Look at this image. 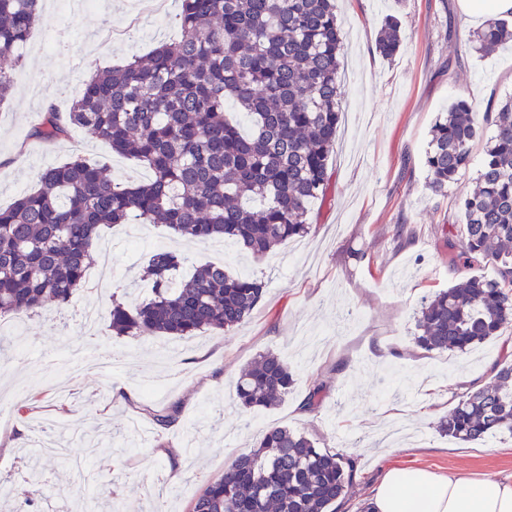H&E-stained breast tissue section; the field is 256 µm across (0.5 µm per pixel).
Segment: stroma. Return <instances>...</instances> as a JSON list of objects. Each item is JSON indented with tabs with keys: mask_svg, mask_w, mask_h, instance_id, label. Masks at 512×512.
Instances as JSON below:
<instances>
[{
	"mask_svg": "<svg viewBox=\"0 0 512 512\" xmlns=\"http://www.w3.org/2000/svg\"><path fill=\"white\" fill-rule=\"evenodd\" d=\"M180 0H94L68 15L61 0H42V23L20 56H0L13 81L0 108V207L35 187L40 174L79 155L107 166L113 177L141 182L137 161L112 154L82 129L54 142L33 130L43 112H67L93 67L141 56L179 37ZM344 29L343 89L336 146L325 199L309 210V233L260 262L223 241L197 245L163 225L143 241L130 227L102 228L99 247L112 260L111 285L89 266L85 284L61 310L25 317L22 344L0 339V478L15 499L0 512H188L206 484L262 431L285 426L321 447L356 458L349 497L337 512H361L383 472L423 467L440 475L512 479V436L467 443L438 432L439 420L470 388L491 382L512 344V324L467 353L427 352L413 341L417 312L434 293L463 277L453 268L443 225L459 223V200L473 187L486 138L472 146L471 168L444 195L427 186L424 156L430 130L461 94L498 105L512 96V43L476 51L474 24L457 0H336ZM401 21L402 45L390 59L375 50L387 15ZM456 27L458 38L448 36ZM408 225L400 245L394 225ZM184 254L182 276L198 265L265 281L250 319L230 330L205 329L188 339L114 335L113 301L135 306L151 289L143 280L150 254ZM98 338L121 355L107 374L73 373L63 365L75 345ZM273 352L294 381L276 407L241 412L235 384L256 356ZM324 386L318 412L300 404L313 383ZM67 412H58L59 404ZM179 408L176 427L156 414ZM192 443L172 469L167 449ZM32 491L28 506L23 491Z\"/></svg>",
	"mask_w": 512,
	"mask_h": 512,
	"instance_id": "1",
	"label": "stroma"
}]
</instances>
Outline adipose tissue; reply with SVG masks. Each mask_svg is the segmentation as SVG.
<instances>
[{"instance_id":"ef3b65f1","label":"adipose tissue","mask_w":512,"mask_h":512,"mask_svg":"<svg viewBox=\"0 0 512 512\" xmlns=\"http://www.w3.org/2000/svg\"><path fill=\"white\" fill-rule=\"evenodd\" d=\"M368 507L369 512H512V480L393 467L383 475Z\"/></svg>"}]
</instances>
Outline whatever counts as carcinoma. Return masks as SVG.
Masks as SVG:
<instances>
[{"instance_id":"cac0c4a2","label":"carcinoma","mask_w":512,"mask_h":512,"mask_svg":"<svg viewBox=\"0 0 512 512\" xmlns=\"http://www.w3.org/2000/svg\"><path fill=\"white\" fill-rule=\"evenodd\" d=\"M41 19L39 0H0V53L26 44ZM179 19L180 39L94 72L66 116L52 107L44 113L36 137L54 141L74 127L88 129L150 176L121 183L76 156L0 208V314L68 304L105 224H166L189 241L241 244L257 261L308 233L309 206L328 189L339 123L341 31L332 0H181ZM400 27L398 17L386 19L376 43L381 55L399 52ZM510 38L512 18L490 16L475 41L491 52ZM230 105L249 117L248 132L226 117ZM487 125L494 134L476 188L461 198L462 222L448 225L446 236L452 265L490 263L496 276L471 275L425 300L414 340L427 352L464 353L512 321V100L493 111L456 99L433 126L425 167L431 190L448 191ZM184 262L174 250L154 251L145 270L151 300L134 308L114 303L112 331L183 338L250 318L265 282L233 276L222 263L178 282ZM292 382L288 364L263 353L238 379L239 406L266 409ZM322 393L320 384L309 388L302 409L317 411ZM438 430L465 442L512 435V363L461 396ZM354 477V458L271 427L188 512H334Z\"/></svg>"}]
</instances>
